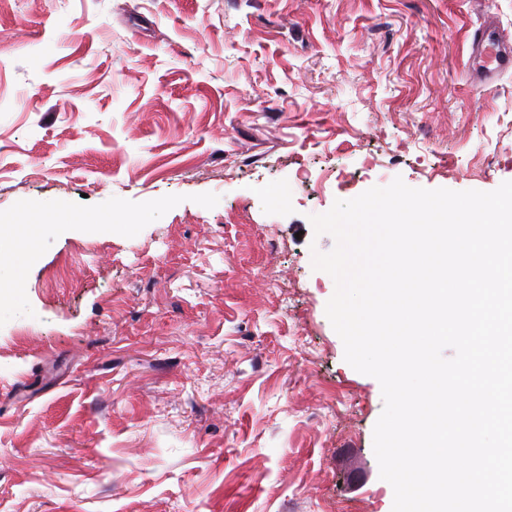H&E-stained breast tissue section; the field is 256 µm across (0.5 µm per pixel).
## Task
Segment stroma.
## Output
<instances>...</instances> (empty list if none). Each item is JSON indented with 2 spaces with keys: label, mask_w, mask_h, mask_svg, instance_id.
Returning <instances> with one entry per match:
<instances>
[{
  "label": "stroma",
  "mask_w": 512,
  "mask_h": 512,
  "mask_svg": "<svg viewBox=\"0 0 512 512\" xmlns=\"http://www.w3.org/2000/svg\"><path fill=\"white\" fill-rule=\"evenodd\" d=\"M512 0H0V512H392L310 218L512 181ZM66 220L46 223L45 203ZM473 57L478 59L485 81L493 80L501 70L512 67V45L494 39L489 28H479L473 34ZM495 64L493 68L488 65Z\"/></svg>",
  "instance_id": "stroma-1"
}]
</instances>
